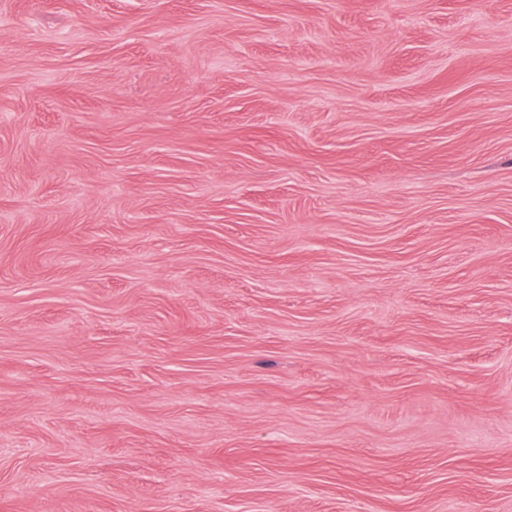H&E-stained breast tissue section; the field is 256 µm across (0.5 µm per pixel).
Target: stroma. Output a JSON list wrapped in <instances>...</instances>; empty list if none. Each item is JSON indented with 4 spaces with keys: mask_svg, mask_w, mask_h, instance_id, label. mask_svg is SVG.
Masks as SVG:
<instances>
[{
    "mask_svg": "<svg viewBox=\"0 0 512 512\" xmlns=\"http://www.w3.org/2000/svg\"><path fill=\"white\" fill-rule=\"evenodd\" d=\"M0 512H512V0H0Z\"/></svg>",
    "mask_w": 512,
    "mask_h": 512,
    "instance_id": "1",
    "label": "stroma"
}]
</instances>
